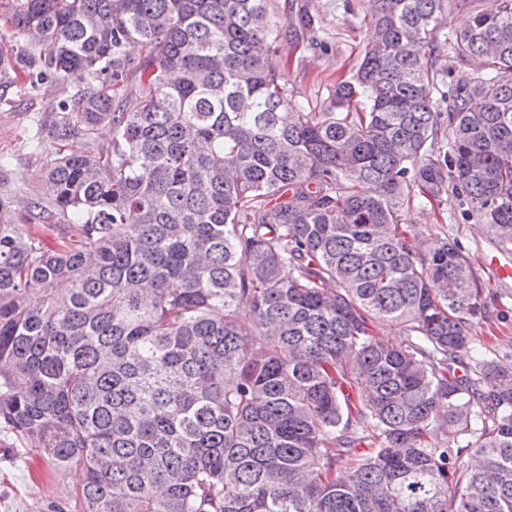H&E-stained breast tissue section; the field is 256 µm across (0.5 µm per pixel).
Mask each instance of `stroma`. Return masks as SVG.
<instances>
[{
    "label": "stroma",
    "instance_id": "1",
    "mask_svg": "<svg viewBox=\"0 0 512 512\" xmlns=\"http://www.w3.org/2000/svg\"><path fill=\"white\" fill-rule=\"evenodd\" d=\"M318 19L314 45L287 40L280 46L278 61L298 98L323 100L330 86L350 75L356 67L369 31L363 17L370 0H308ZM74 83L53 80L34 83L24 74H8L0 80V154L11 158L7 187L35 197L42 190L41 173L53 159V142L33 147L40 121L58 105L72 102ZM408 223L423 234L447 230L469 257L483 287L493 289L487 305L490 318L479 331L481 339L499 352L512 353V285L500 287L483 262L493 242L480 225L467 221L455 195L439 204H422L408 210ZM0 434V512H69L73 476L50 462L38 449L13 448Z\"/></svg>",
    "mask_w": 512,
    "mask_h": 512
}]
</instances>
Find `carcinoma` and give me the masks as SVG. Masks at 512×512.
Segmentation results:
<instances>
[{"label": "carcinoma", "mask_w": 512, "mask_h": 512, "mask_svg": "<svg viewBox=\"0 0 512 512\" xmlns=\"http://www.w3.org/2000/svg\"><path fill=\"white\" fill-rule=\"evenodd\" d=\"M375 3L314 106L276 61L307 3L0 0V64L78 88L37 128L49 204L0 194V432L73 474L74 512H512L492 289L404 222L452 192L512 244V0L469 5L482 70L449 86L448 0Z\"/></svg>", "instance_id": "obj_1"}]
</instances>
